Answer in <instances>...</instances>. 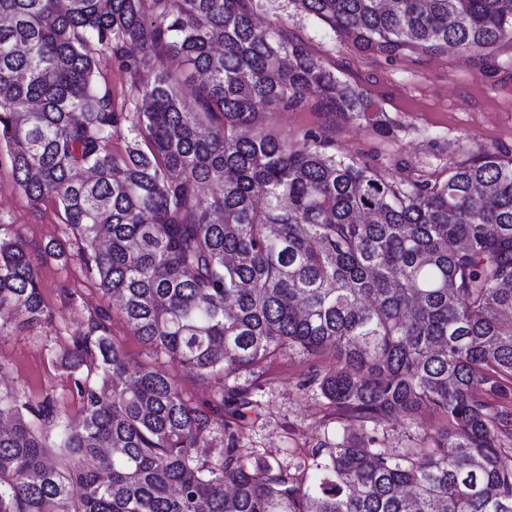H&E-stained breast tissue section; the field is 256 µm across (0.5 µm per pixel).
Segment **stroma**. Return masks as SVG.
<instances>
[{"label": "stroma", "instance_id": "stroma-1", "mask_svg": "<svg viewBox=\"0 0 512 512\" xmlns=\"http://www.w3.org/2000/svg\"><path fill=\"white\" fill-rule=\"evenodd\" d=\"M302 40L341 81L359 85L381 109L390 134L374 132L363 120H331L314 99L297 109L267 114L264 126L292 143L309 131L328 132L337 151L369 162L387 177L442 180L448 170L480 150L512 156V43L501 45L493 69L479 71L469 55L447 48L392 60L359 52L335 37L322 23L301 12L293 0H267L259 13ZM98 83L115 108H134L133 78L111 54L99 58ZM0 238L25 242L35 266L51 322L38 326L0 323V393L34 403L52 399L62 416L77 419L80 402L74 376L61 361L72 336L91 318L107 314L112 339L130 367L151 364L176 374L185 396L198 403L220 404L224 382H198L176 363L145 346L98 278L82 263V243L66 226L53 198L33 202L17 185L7 156H0ZM332 353L309 357L282 349L240 382L256 385L263 402L259 418L242 423V444L255 456L279 462L295 484L312 474L313 454L336 435V411L304 381L314 369L332 367ZM436 411L419 412L413 423L395 421L379 437L394 451L423 443L427 433L445 427Z\"/></svg>", "mask_w": 512, "mask_h": 512}]
</instances>
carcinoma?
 <instances>
[{
  "mask_svg": "<svg viewBox=\"0 0 512 512\" xmlns=\"http://www.w3.org/2000/svg\"><path fill=\"white\" fill-rule=\"evenodd\" d=\"M262 2L0 0V145L33 201L57 200L142 342L197 381L286 346L334 350L309 384L336 409L335 439L298 487L241 448L255 390L226 386V420L168 371L130 369L94 320L65 353L87 369L79 420L0 395V512H512V413L497 406L512 396V157L398 181L317 134L272 136L266 114L312 90L334 117L386 121L303 43L258 26ZM295 3L366 54L452 47L490 68L512 41V0ZM104 52L152 73L132 112L98 89ZM6 317L51 321L20 239H0ZM423 409L447 421L429 447L378 444Z\"/></svg>",
  "mask_w": 512,
  "mask_h": 512,
  "instance_id": "carcinoma-1",
  "label": "carcinoma"
}]
</instances>
